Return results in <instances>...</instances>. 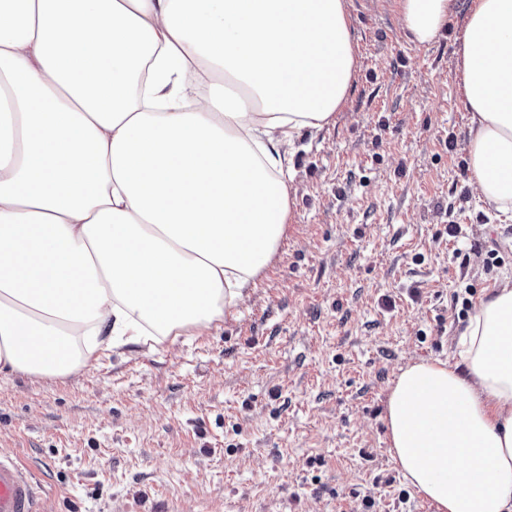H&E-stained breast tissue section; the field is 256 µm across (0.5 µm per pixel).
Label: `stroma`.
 Wrapping results in <instances>:
<instances>
[{
  "label": "stroma",
  "mask_w": 512,
  "mask_h": 512,
  "mask_svg": "<svg viewBox=\"0 0 512 512\" xmlns=\"http://www.w3.org/2000/svg\"><path fill=\"white\" fill-rule=\"evenodd\" d=\"M469 4L420 46L394 0H347L357 76L297 139L286 235L235 317L64 378L0 376V452L53 512H435L388 451V389L409 362L455 361V291L512 283V217L466 163Z\"/></svg>",
  "instance_id": "obj_1"
}]
</instances>
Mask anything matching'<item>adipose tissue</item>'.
Instances as JSON below:
<instances>
[{"label": "adipose tissue", "mask_w": 512, "mask_h": 512, "mask_svg": "<svg viewBox=\"0 0 512 512\" xmlns=\"http://www.w3.org/2000/svg\"><path fill=\"white\" fill-rule=\"evenodd\" d=\"M420 45L456 0H395ZM480 195L512 212V0L457 35ZM356 71L345 0H0V375L234 315L291 216L281 177ZM457 362L401 368L390 452L436 512H512V285Z\"/></svg>", "instance_id": "1"}]
</instances>
